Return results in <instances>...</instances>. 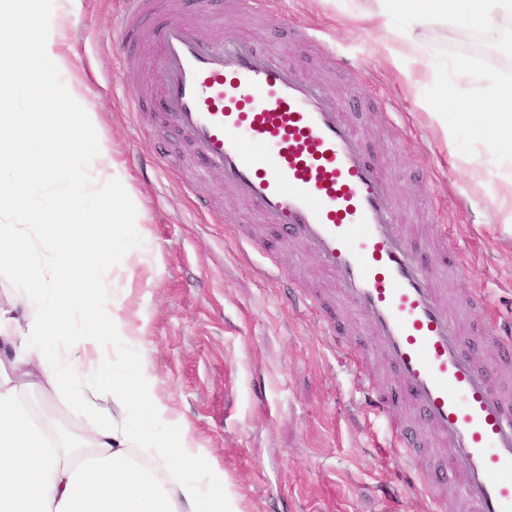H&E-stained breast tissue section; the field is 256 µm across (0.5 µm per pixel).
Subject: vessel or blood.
Segmentation results:
<instances>
[{
	"instance_id": "b4317fda",
	"label": "vessel or blood",
	"mask_w": 512,
	"mask_h": 512,
	"mask_svg": "<svg viewBox=\"0 0 512 512\" xmlns=\"http://www.w3.org/2000/svg\"><path fill=\"white\" fill-rule=\"evenodd\" d=\"M122 41L152 19L159 47L161 113L204 168L254 205L281 240L303 243L339 284L394 374L378 381L312 291L298 294L349 361L367 415L381 419L392 456L427 468L428 439L452 451L450 478L428 489L444 512L446 488L469 512H512V398L494 386L512 362L478 367L464 352L462 321L482 343L512 348V324L487 317L484 290L455 313L433 286L363 138L336 100L299 69L241 38L214 47L168 21L152 0H126ZM414 419L398 420L402 406Z\"/></svg>"
}]
</instances>
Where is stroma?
<instances>
[{
	"label": "stroma",
	"instance_id": "35a3bbf8",
	"mask_svg": "<svg viewBox=\"0 0 512 512\" xmlns=\"http://www.w3.org/2000/svg\"><path fill=\"white\" fill-rule=\"evenodd\" d=\"M161 2L165 15L198 39H247L336 98L364 137L424 263L436 253L438 225L467 244L465 267L436 272L438 294L458 309L481 288L501 316L512 314V233L490 200L491 189L512 179V165L484 150L494 102L485 77L512 84V20L491 35L476 27L471 0H395L401 28L442 8L451 16L448 25L425 31L409 84L388 62L384 33L362 18L359 0H275L269 13L247 0ZM46 7L68 17L66 67L56 78L82 77L101 134L120 155L149 221L144 233L126 226V241L114 247H139L150 262L135 269L126 306L146 322L156 394L213 451L242 512H380L388 494L400 512H433L415 476L381 448L385 426L365 417L343 354L318 320L292 303L299 287L335 300V279L302 244L265 229L258 212L217 171L202 170L182 137L159 122L158 49L147 33L122 48L124 0H48ZM302 30L316 34L319 46L295 41ZM434 111L455 128L453 143L432 121ZM472 169L487 189L469 178ZM236 225L262 239L263 251H243L232 236ZM271 259L293 282L265 276ZM337 319L372 372L389 379L356 312L342 306ZM21 399L60 431L78 433L87 422L66 395L46 399L25 390Z\"/></svg>",
	"mask_w": 512,
	"mask_h": 512
}]
</instances>
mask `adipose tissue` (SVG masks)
Returning a JSON list of instances; mask_svg holds the SVG:
<instances>
[{
    "label": "adipose tissue",
    "mask_w": 512,
    "mask_h": 512,
    "mask_svg": "<svg viewBox=\"0 0 512 512\" xmlns=\"http://www.w3.org/2000/svg\"><path fill=\"white\" fill-rule=\"evenodd\" d=\"M44 0H0V16L25 9L29 28L0 27V146L14 177L0 178V271L24 267V293L0 298V512H241L236 497L219 482L217 460L181 427L175 443L160 430L176 419L153 393L146 328L126 316L140 259L133 251L95 246L101 230L143 224L147 218L133 187L122 180L123 163L100 134V116L81 92L31 70L28 53L60 61L67 43L65 20L46 11ZM371 18L386 34L394 65L412 76L423 50L412 30L393 24L392 0H371ZM42 92L28 111H17L19 84ZM497 109L488 113L489 145L512 161V88L497 90ZM65 99L66 117L49 111L51 99ZM51 137L49 155L36 157L34 142ZM87 154L88 167H73L72 180L107 202L88 215L74 210L67 195L56 196L51 211L28 206L31 188L16 175L49 170L58 156ZM66 219L69 242L54 227ZM75 285L60 287L62 278ZM79 362H72L73 349ZM34 379L47 391H68L76 408H86V392L109 398L82 435L51 434L22 407L15 382Z\"/></svg>",
    "instance_id": "1"
}]
</instances>
